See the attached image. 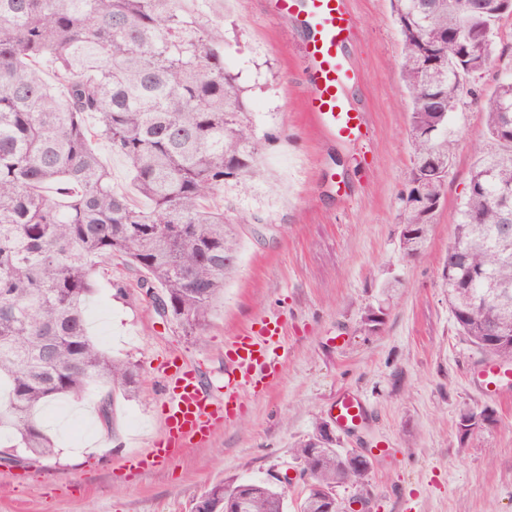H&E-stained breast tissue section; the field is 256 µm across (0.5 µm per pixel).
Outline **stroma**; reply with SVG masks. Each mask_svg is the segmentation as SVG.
<instances>
[{
    "mask_svg": "<svg viewBox=\"0 0 512 512\" xmlns=\"http://www.w3.org/2000/svg\"><path fill=\"white\" fill-rule=\"evenodd\" d=\"M224 32V64L245 90L263 143L262 176L219 195L240 225V260L208 325L189 336L160 318L137 286L138 272L113 259L99 271L87 306L93 339L138 368L134 396L117 398L111 427L88 414L89 388L75 418L42 419L56 451L28 467L0 466V512H192L213 485L287 475L289 507L305 494L294 445L329 422L344 391L363 396L369 421L341 447L366 455L365 483L336 489L339 512H512V398L483 392L488 353L463 336L448 308L442 261L454 242L463 188L491 150L476 101L448 119L455 143L444 200L419 256L399 248L401 197L411 171L409 108L400 76V35L391 0H348L355 24L346 43L361 80L348 92L369 130L354 145L320 134L304 109L307 86L300 26L272 0H184ZM395 298L382 299L389 279ZM380 309V321L364 318ZM283 324L287 355L266 394L245 396L239 416L171 462L129 473V457L161 429L160 369L169 358L224 372V345L263 319ZM345 333V343L335 336ZM490 408L493 421L460 435V414ZM387 439L390 456L370 453Z\"/></svg>",
    "mask_w": 512,
    "mask_h": 512,
    "instance_id": "35a3bbf8",
    "label": "stroma"
}]
</instances>
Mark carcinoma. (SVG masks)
Masks as SVG:
<instances>
[{
    "mask_svg": "<svg viewBox=\"0 0 512 512\" xmlns=\"http://www.w3.org/2000/svg\"><path fill=\"white\" fill-rule=\"evenodd\" d=\"M392 9L413 147L399 246L416 256L453 158L448 115L505 53L500 21L512 17V0H392ZM43 64L62 93L45 81ZM481 105L497 149L476 162L454 233L476 277L449 271L452 252L443 276L460 333L512 363V342L485 340L493 326L512 334V209L498 202L512 191V69ZM96 137L125 159L149 206L113 187ZM260 150L243 88L224 67L223 33L182 0H0V428L15 430L12 446L52 455L33 411L92 384L101 386L107 427L114 395L136 392L135 367L87 329L92 277L113 258L142 273L158 316L190 332L207 324L238 263L239 233L215 199L257 174ZM48 185L56 195L44 193ZM321 428L295 445L309 476L299 512H321L337 485L365 480L347 465L350 451L316 448ZM237 486L245 492L238 512H288L272 484ZM228 490L205 493L216 512H225Z\"/></svg>",
    "mask_w": 512,
    "mask_h": 512,
    "instance_id": "carcinoma-1",
    "label": "carcinoma"
}]
</instances>
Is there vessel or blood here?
<instances>
[{
  "label": "vessel or blood",
  "instance_id": "b4317fda",
  "mask_svg": "<svg viewBox=\"0 0 512 512\" xmlns=\"http://www.w3.org/2000/svg\"><path fill=\"white\" fill-rule=\"evenodd\" d=\"M276 13L299 22L308 35L299 51L308 87L306 110L325 136L345 143L360 140L366 128L364 113L345 104L348 88L356 79L347 64L344 46L352 17L347 0H273ZM282 324L263 320L258 329L241 332L228 344L223 377L204 381L197 365L170 361L164 370L162 426L150 448L135 453L128 464L149 470L172 459L186 447L206 442L215 428L234 418L244 393L260 395L274 383L281 357L277 346ZM480 377L491 393L512 387V365L489 362ZM332 417L342 434L368 421V404L358 394L342 393L332 407Z\"/></svg>",
  "mask_w": 512,
  "mask_h": 512
}]
</instances>
